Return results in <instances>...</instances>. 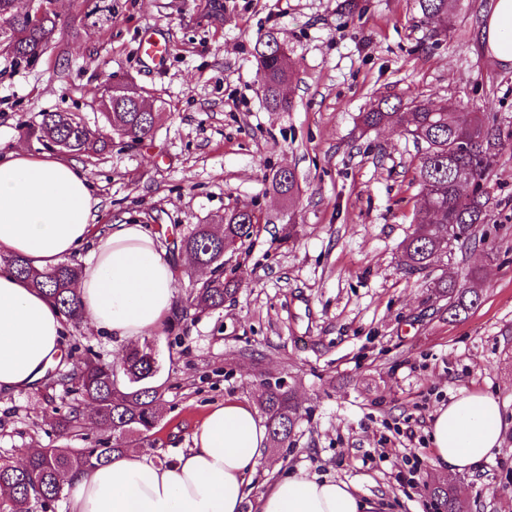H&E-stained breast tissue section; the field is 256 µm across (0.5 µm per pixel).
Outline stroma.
Returning <instances> with one entry per match:
<instances>
[{
	"instance_id": "obj_1",
	"label": "stroma",
	"mask_w": 512,
	"mask_h": 512,
	"mask_svg": "<svg viewBox=\"0 0 512 512\" xmlns=\"http://www.w3.org/2000/svg\"><path fill=\"white\" fill-rule=\"evenodd\" d=\"M489 5L457 0L436 36L415 0H112L111 23L32 65L0 54L8 147L45 111L101 124L99 89L112 75L154 105L151 139L77 160L98 199L97 226L143 224L173 263L174 310L151 337L166 386L160 429L139 453L174 461L213 405H257L259 381L274 376L292 389L300 418L288 444L256 463L243 512H258L266 489L298 471L345 482L377 512H424L433 477L455 485L459 512H512V68L481 46ZM271 31L288 42L287 112L268 108L261 88L255 46ZM150 32L170 44L160 69L140 49ZM382 98L452 101L499 129L484 246L439 253L421 273L403 269L421 149L401 129L362 127L359 113ZM285 166L299 179L288 201L270 189ZM235 207L260 217L224 255L238 290L223 309L189 310L205 275L176 243ZM472 270L480 298L449 319L432 284ZM64 342L115 363L124 350L82 326H67ZM464 389L494 397L506 428L495 459L459 473L437 465L430 422ZM68 403L40 387L0 396V460L21 461L35 446H95L104 433L91 424L59 435ZM413 466L416 485L399 482Z\"/></svg>"
}]
</instances>
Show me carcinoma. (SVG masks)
I'll list each match as a JSON object with an SVG mask.
<instances>
[{"instance_id": "cac0c4a2", "label": "carcinoma", "mask_w": 512, "mask_h": 512, "mask_svg": "<svg viewBox=\"0 0 512 512\" xmlns=\"http://www.w3.org/2000/svg\"><path fill=\"white\" fill-rule=\"evenodd\" d=\"M51 0H40L42 15L33 22L18 11L14 0H0V52L18 64L39 60L49 46L72 25L61 20L50 8ZM80 24L88 30L112 19V5L106 0H77ZM423 17L437 22L435 34L448 30L450 0H416ZM259 73L266 99L275 110H287L292 97L286 92L292 83L288 58L271 35L259 41ZM99 107L102 127H91L75 112H43L40 122L23 128L28 141L53 145L79 156L101 155L112 134L133 142L152 137L155 114L144 112L118 91L103 87ZM367 130L404 127L414 141L423 145L418 172L422 185L417 213L432 211L436 223L422 219L416 231L404 242L402 258L409 272L427 270L435 255L444 248H466L482 241L479 227L485 223L489 193L483 185L486 171L499 145L500 133L489 128L483 113L462 111L453 104L434 105L418 101L405 104L378 101L360 113ZM465 137L471 149L460 154L454 142ZM272 189L288 198L298 187L293 169L272 176ZM255 214L232 209L224 213L220 224H197L180 240V248L194 263L210 269V276L196 289L197 305L211 310L224 307L237 283L224 279V241L243 242L256 231ZM0 263L11 268L31 287L44 293L59 312L72 323L81 319L80 296L75 284L81 270L75 264L60 262L37 270L18 256H0ZM438 295L448 300V314L456 318L467 314L479 300L477 290L467 282L439 280L434 283ZM160 370L156 354L149 344L126 350L114 365L102 361L87 350L72 357L71 368L49 375L44 389L61 387L72 397L67 412L58 421L64 435L92 423L108 432L94 448H44L21 464L0 462V512H42L59 501L65 487L60 483L64 471L77 472L93 464L108 462L135 442L148 441L155 434L163 387L157 383ZM259 406L266 415L271 442L282 446L291 437L298 418V406L292 393L279 381L263 380ZM426 492L437 512H456V491L445 480L426 484Z\"/></svg>"}]
</instances>
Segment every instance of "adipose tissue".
<instances>
[{
    "label": "adipose tissue",
    "instance_id": "obj_1",
    "mask_svg": "<svg viewBox=\"0 0 512 512\" xmlns=\"http://www.w3.org/2000/svg\"><path fill=\"white\" fill-rule=\"evenodd\" d=\"M486 53L512 63V0H491L481 27ZM92 185L76 162L0 147V250L43 268L90 252L77 284L83 323L122 343L157 333L175 301L171 265L155 236L137 223L94 232ZM96 246H89V239ZM66 320L40 293L0 266V395L35 386L59 358ZM497 400L461 392L431 422L440 465L463 472L501 451ZM269 452L254 407L214 405L187 454L166 463L127 451L67 475L69 512H242L254 464ZM342 482L287 476L261 497L259 512H372Z\"/></svg>",
    "mask_w": 512,
    "mask_h": 512
}]
</instances>
